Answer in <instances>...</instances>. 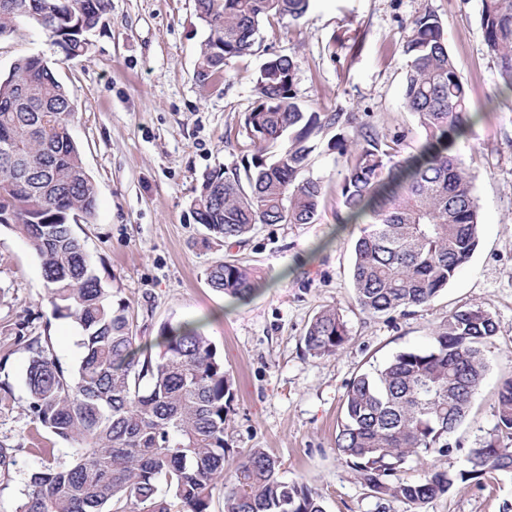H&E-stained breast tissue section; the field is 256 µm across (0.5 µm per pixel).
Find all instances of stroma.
Instances as JSON below:
<instances>
[{
	"label": "stroma",
	"mask_w": 512,
	"mask_h": 512,
	"mask_svg": "<svg viewBox=\"0 0 512 512\" xmlns=\"http://www.w3.org/2000/svg\"><path fill=\"white\" fill-rule=\"evenodd\" d=\"M445 25L478 118L460 154L474 184L478 246L427 306L372 317L352 286L357 224L343 222L338 191L346 169L338 151L319 143L310 171L325 195L310 224H261L244 243L207 237L192 201L201 175L249 155L238 130L255 105V80L269 54L296 57L294 91L315 112L356 113L401 155L416 153L422 135L403 106V27L424 10ZM482 0H311L298 22L261 30L252 55L231 59L220 78L201 84L197 52L209 35L195 0H110L83 57L62 50L34 23L20 21L0 38V75L13 61L38 55L54 67L76 111L72 135L97 191L95 216L77 235L95 271L134 314L140 343H155L168 323L198 320L235 378L228 442L231 458L262 448L284 480H304L324 495L326 512H378L369 492L336 450L342 399L355 375L396 353L426 347L431 327L473 305L497 323L486 353L487 375L454 434L459 449L434 458L455 472L468 449L488 437L500 381L512 375V94H497L499 63L481 28ZM233 259L266 283L246 301L213 291L205 272ZM40 261L26 241L0 229V382L11 405L0 409V441L16 447L10 480L0 483V512H15L37 459L31 449L58 447L33 436L23 411L27 354L19 339L49 333L72 369L81 359L80 330L52 318ZM342 314L348 341L332 357L308 353L303 336L324 307ZM512 501V473L457 487L423 512H499Z\"/></svg>",
	"instance_id": "obj_1"
}]
</instances>
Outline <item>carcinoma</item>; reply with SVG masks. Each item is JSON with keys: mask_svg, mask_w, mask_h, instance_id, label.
I'll return each instance as SVG.
<instances>
[{"mask_svg": "<svg viewBox=\"0 0 512 512\" xmlns=\"http://www.w3.org/2000/svg\"><path fill=\"white\" fill-rule=\"evenodd\" d=\"M109 0H0V38L28 20L68 59L86 55ZM310 0H196L209 37L198 50L196 77L205 82L225 61L254 54L264 23L296 21ZM481 27L512 90V0H484ZM444 24L424 10L405 27L398 49L407 60L405 106L424 142L397 158L368 124L343 130L353 113L308 112L296 100L297 60L272 54L256 78L257 101L245 114L252 146L242 165L202 174L192 201L196 222L212 239L242 242L258 224H310L323 195L307 174L315 142L346 158L339 195L347 220L364 225L354 246L352 284L364 313L378 317L430 304L468 261L478 243L472 178L457 144L472 122L468 88L444 42ZM75 108L52 65L20 57L0 77V226L37 254L51 316L80 328L81 359L63 367L50 337L29 336L24 412L36 428L70 444L36 448L16 512H210L212 491L224 487V512H326L320 489L279 476V461L252 448L232 468L228 432L233 377L194 321L163 326L158 352L136 347L137 325L95 273L74 225L89 221L96 187L71 133ZM210 288L238 300L258 286L249 268L224 259L206 270ZM490 312L474 305L448 314L424 349L395 354L353 378L343 398L336 448L380 504L418 510L459 484L512 472V377L494 404L493 433L469 449L454 473L428 469L406 475L409 459L446 456L487 370L496 335ZM348 340L334 307L317 312L304 344L331 357ZM16 465L0 443V481Z\"/></svg>", "mask_w": 512, "mask_h": 512, "instance_id": "cac0c4a2", "label": "carcinoma"}]
</instances>
